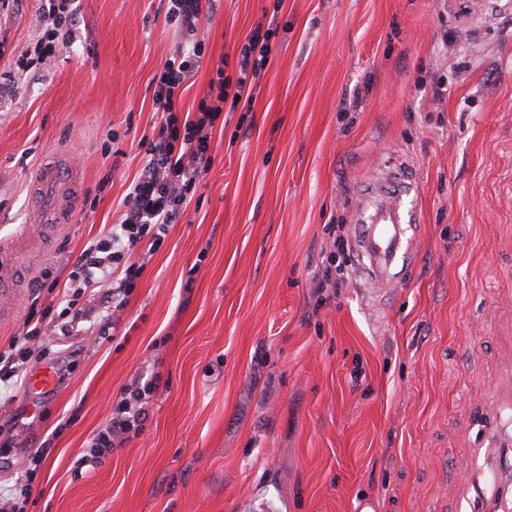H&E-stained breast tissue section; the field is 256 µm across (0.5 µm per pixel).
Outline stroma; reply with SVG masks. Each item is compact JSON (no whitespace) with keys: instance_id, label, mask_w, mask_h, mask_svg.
Here are the masks:
<instances>
[{"instance_id":"1","label":"stroma","mask_w":512,"mask_h":512,"mask_svg":"<svg viewBox=\"0 0 512 512\" xmlns=\"http://www.w3.org/2000/svg\"><path fill=\"white\" fill-rule=\"evenodd\" d=\"M44 4L0 6V226L20 279L0 350L35 277L66 281L117 222L176 48L204 44L178 103L194 113L252 28L276 34L250 111L217 119L209 170L113 328L84 294V318L42 339L68 380L0 386V495L28 488L24 512H488L512 492V0L468 24L454 0H216L193 35L160 0H70L56 53L20 66ZM393 160L417 171L412 276L383 292L352 261L319 287L328 225ZM48 163L73 184L46 246L31 192ZM147 380L143 433L76 475ZM475 459L496 486L468 480Z\"/></svg>"}]
</instances>
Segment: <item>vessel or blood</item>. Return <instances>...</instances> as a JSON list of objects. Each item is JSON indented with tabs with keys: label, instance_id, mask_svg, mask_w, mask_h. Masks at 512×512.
Masks as SVG:
<instances>
[{
	"label": "vessel or blood",
	"instance_id": "b4317fda",
	"mask_svg": "<svg viewBox=\"0 0 512 512\" xmlns=\"http://www.w3.org/2000/svg\"><path fill=\"white\" fill-rule=\"evenodd\" d=\"M37 182L40 187L54 191L52 200L36 201L37 217L59 213L66 202L67 175L62 169L45 167ZM414 188L410 165L396 161L369 177L356 196L352 210L356 252L373 287L393 289L405 282L413 257L410 230L419 221L417 210L405 205ZM58 383L55 369L42 362L30 370L25 389L36 394L57 387Z\"/></svg>",
	"mask_w": 512,
	"mask_h": 512
}]
</instances>
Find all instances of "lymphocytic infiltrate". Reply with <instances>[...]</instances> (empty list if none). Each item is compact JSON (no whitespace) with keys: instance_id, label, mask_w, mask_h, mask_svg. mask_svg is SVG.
Returning <instances> with one entry per match:
<instances>
[{"instance_id":"f902f5d3","label":"lymphocytic infiltrate","mask_w":512,"mask_h":512,"mask_svg":"<svg viewBox=\"0 0 512 512\" xmlns=\"http://www.w3.org/2000/svg\"><path fill=\"white\" fill-rule=\"evenodd\" d=\"M69 0H48L40 15L42 33L34 52L52 54L62 28L72 26ZM272 30L254 28L245 36L237 59L236 77L217 75L199 102L195 118L180 119L175 112L185 83L198 71L204 55L202 42L177 52L167 60L155 83L153 105L161 114L156 131L146 140V163L123 201L117 224L90 241L83 249L76 267L64 284L68 298L61 317L77 321L84 314L77 300L87 290L104 285L112 287V301L124 306L136 278L144 266L136 258L142 243L158 248L169 225L178 223L187 206L189 193L197 179L210 166V143L214 125L221 112L237 110L248 94L249 77L260 76L269 61ZM43 320H26L23 330L12 337L6 351H0V382L10 383L26 371L36 340L44 333ZM153 383L132 385L116 405L103 430L91 441L90 454L98 458L115 444L140 434L147 417L146 405Z\"/></svg>"}]
</instances>
